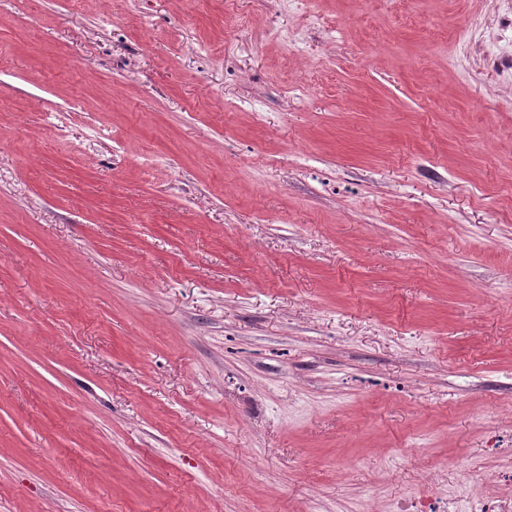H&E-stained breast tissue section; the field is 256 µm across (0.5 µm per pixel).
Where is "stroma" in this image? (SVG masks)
I'll list each match as a JSON object with an SVG mask.
<instances>
[{
  "instance_id": "obj_1",
  "label": "stroma",
  "mask_w": 512,
  "mask_h": 512,
  "mask_svg": "<svg viewBox=\"0 0 512 512\" xmlns=\"http://www.w3.org/2000/svg\"><path fill=\"white\" fill-rule=\"evenodd\" d=\"M512 0H0V512L512 495Z\"/></svg>"
}]
</instances>
